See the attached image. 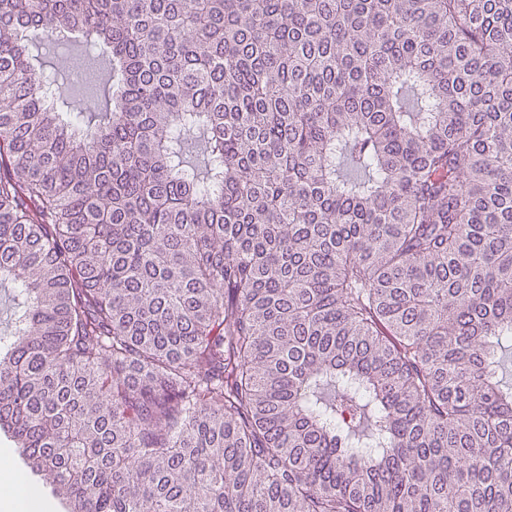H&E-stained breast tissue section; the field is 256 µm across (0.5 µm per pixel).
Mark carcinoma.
<instances>
[{"mask_svg":"<svg viewBox=\"0 0 512 512\" xmlns=\"http://www.w3.org/2000/svg\"><path fill=\"white\" fill-rule=\"evenodd\" d=\"M5 281L69 512H512V0H0Z\"/></svg>","mask_w":512,"mask_h":512,"instance_id":"cac0c4a2","label":"carcinoma"}]
</instances>
